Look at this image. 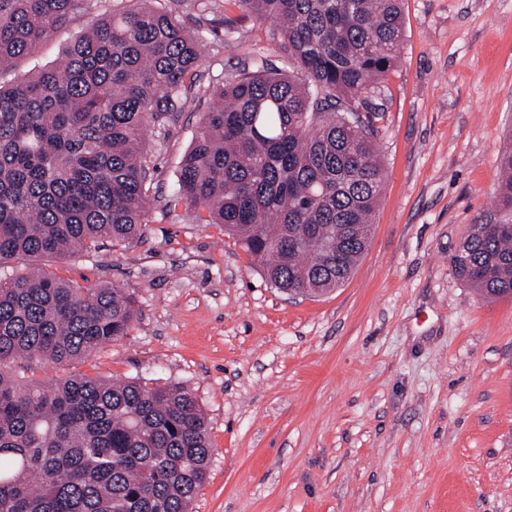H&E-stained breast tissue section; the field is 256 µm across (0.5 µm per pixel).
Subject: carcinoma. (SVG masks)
Here are the masks:
<instances>
[{"mask_svg": "<svg viewBox=\"0 0 512 512\" xmlns=\"http://www.w3.org/2000/svg\"><path fill=\"white\" fill-rule=\"evenodd\" d=\"M140 2L77 36L59 66L0 85V264L142 239L154 171L144 132L175 123L202 56L177 0ZM232 2L271 22L292 69L245 63L224 77L165 208L183 201L224 225L281 291L320 294L350 278L368 245L382 164L358 112L396 62L400 0ZM80 5L0 0V68ZM500 170V217L470 225L452 259L489 299L512 298V150ZM137 319L122 288L38 269L0 279V512H190L211 448L188 388L86 376L47 387L5 370L88 356Z\"/></svg>", "mask_w": 512, "mask_h": 512, "instance_id": "cac0c4a2", "label": "carcinoma"}]
</instances>
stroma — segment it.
I'll return each instance as SVG.
<instances>
[{
  "mask_svg": "<svg viewBox=\"0 0 512 512\" xmlns=\"http://www.w3.org/2000/svg\"><path fill=\"white\" fill-rule=\"evenodd\" d=\"M128 0H83L7 84L55 65L73 39ZM395 66L359 112L382 164L368 248L319 296L268 283L223 225L165 210L178 163L211 104L149 130L155 172L140 243L0 265H32L87 288L131 293L128 336L65 366L25 359L42 383L75 374L188 386L212 455L192 512H512V300L488 301L452 257L496 212L512 141V0H402ZM203 38L197 91L244 59L281 69L269 23L232 0H180ZM237 19L226 34L225 18Z\"/></svg>",
  "mask_w": 512,
  "mask_h": 512,
  "instance_id": "obj_1",
  "label": "stroma"
}]
</instances>
